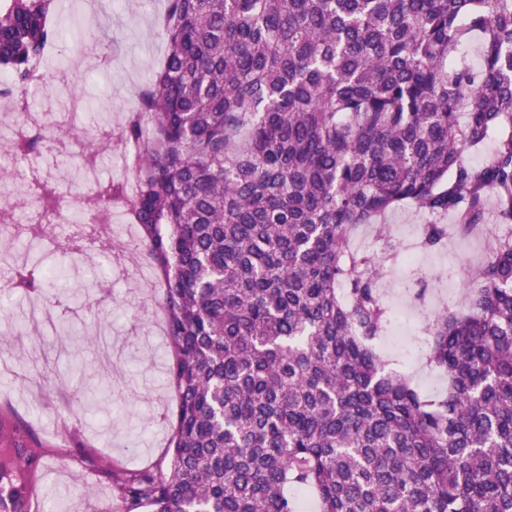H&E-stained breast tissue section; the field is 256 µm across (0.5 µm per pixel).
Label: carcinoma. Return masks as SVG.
<instances>
[{"label": "carcinoma", "instance_id": "1", "mask_svg": "<svg viewBox=\"0 0 512 512\" xmlns=\"http://www.w3.org/2000/svg\"><path fill=\"white\" fill-rule=\"evenodd\" d=\"M57 0H0V67L22 103L59 38ZM167 51L119 139L136 189L98 183L99 224L124 205L162 278L169 474L115 479L127 512H512V0H168ZM493 142L482 163L464 153ZM45 149L15 134L16 160ZM37 205L57 211L52 182ZM430 218L413 248L483 230L463 311L428 330L418 391L379 349L382 266L354 245L384 217ZM452 216L448 226L438 219ZM40 260L6 287L44 294ZM0 458V512H25L40 458ZM425 352L426 350L421 355L411 358L407 366H403L402 373L405 374L412 385L416 386L419 390L428 393H437L446 387L447 380L444 375L427 365Z\"/></svg>", "mask_w": 512, "mask_h": 512}]
</instances>
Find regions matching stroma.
I'll list each match as a JSON object with an SVG mask.
<instances>
[{
    "mask_svg": "<svg viewBox=\"0 0 512 512\" xmlns=\"http://www.w3.org/2000/svg\"><path fill=\"white\" fill-rule=\"evenodd\" d=\"M110 7L111 28L86 19L88 62L70 89L111 111L118 130L166 54V0H112ZM106 54L112 74L105 80L95 62ZM137 243L134 225L113 207L112 273L98 307L85 305L92 270L83 255L63 262L68 282H53L35 302L16 295L0 302V439L24 436L41 459L30 478L28 512H49L59 501L74 512H121L113 473L168 469L162 434L176 396L164 381L168 354L156 334L164 321L162 288L160 280L143 281L147 266ZM485 256L479 237L452 235L429 270L385 262L378 288L385 294L395 275L407 279L422 333L441 308L464 309L471 270Z\"/></svg>",
    "mask_w": 512,
    "mask_h": 512,
    "instance_id": "stroma-1",
    "label": "stroma"
}]
</instances>
